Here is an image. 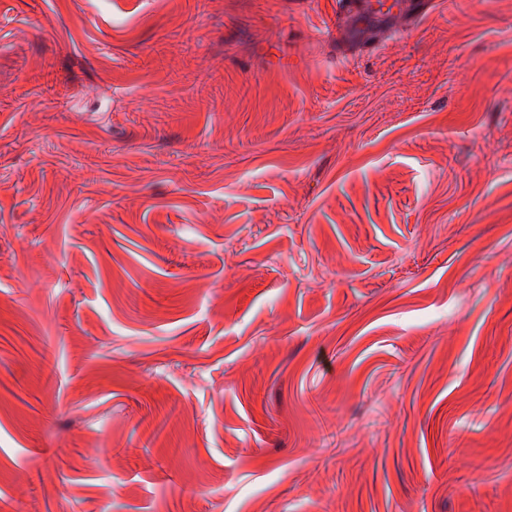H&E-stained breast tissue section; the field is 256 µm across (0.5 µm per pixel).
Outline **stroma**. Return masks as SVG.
<instances>
[{
    "label": "stroma",
    "instance_id": "obj_1",
    "mask_svg": "<svg viewBox=\"0 0 512 512\" xmlns=\"http://www.w3.org/2000/svg\"><path fill=\"white\" fill-rule=\"evenodd\" d=\"M0 0V512H512V0ZM345 18L366 19L385 15L420 17L430 8V0H343Z\"/></svg>",
    "mask_w": 512,
    "mask_h": 512
}]
</instances>
